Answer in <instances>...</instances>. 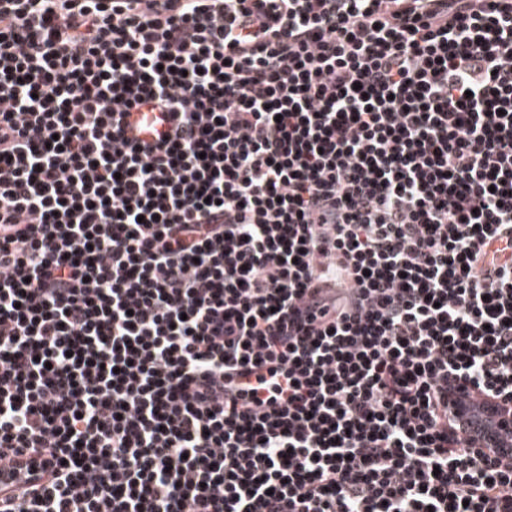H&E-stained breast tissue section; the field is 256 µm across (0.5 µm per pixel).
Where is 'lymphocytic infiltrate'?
<instances>
[{"instance_id": "f902f5d3", "label": "lymphocytic infiltrate", "mask_w": 512, "mask_h": 512, "mask_svg": "<svg viewBox=\"0 0 512 512\" xmlns=\"http://www.w3.org/2000/svg\"><path fill=\"white\" fill-rule=\"evenodd\" d=\"M453 376L512 400V0H0V512H512Z\"/></svg>"}]
</instances>
